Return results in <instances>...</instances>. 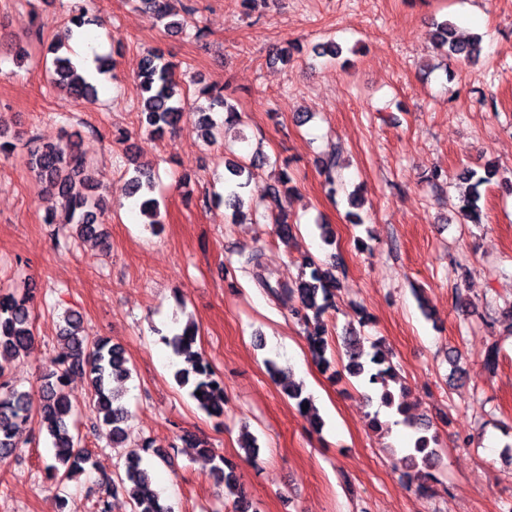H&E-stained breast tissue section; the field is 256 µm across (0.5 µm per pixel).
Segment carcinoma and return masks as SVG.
<instances>
[{
  "mask_svg": "<svg viewBox=\"0 0 512 512\" xmlns=\"http://www.w3.org/2000/svg\"><path fill=\"white\" fill-rule=\"evenodd\" d=\"M144 9L152 13L157 20L165 21L164 28L169 32L184 29L181 20L169 19L167 0H139ZM435 46L448 56L463 61H475L480 58L483 47L478 35L459 37L456 27L444 21L436 24L431 33ZM49 71L54 83L63 84L74 102H91L97 96L96 87L82 74L77 61L68 54L59 53ZM139 84L142 90L141 112L145 116L146 129L152 134L162 135L174 131L184 114L190 111L176 81L174 64L165 59L162 53L152 49L145 52L140 71ZM225 87L205 84L199 89V96L209 102V107L196 112L197 123L206 141H217L224 128L240 122L237 107L224 95ZM258 159L249 162L230 160L225 163L227 175L224 182L231 190L228 194V207L237 209L243 202V190L250 184L257 168ZM29 166L45 190L56 194L62 200L61 212L49 210L45 223L61 224L70 227L78 238L100 233L97 218L104 216L101 200L96 195L97 181L88 159L79 152L70 141H60L39 146L31 151ZM135 175L127 182L131 195H146L153 191L154 183L149 173L136 168ZM497 176L493 167L484 169L480 174L472 168H464L457 179L468 184V191L459 198L456 208L466 223H482L480 206V187L491 183ZM292 176L283 169L268 184L264 195L254 202L253 210H258L265 201L275 203L278 213L273 215L277 232L285 242L293 236L285 203L294 190ZM141 212L149 218L148 226L156 229L162 223L159 204L154 198L141 202ZM248 264L252 266L253 277L269 296L278 298L298 295L300 308L294 315L304 325L308 348L315 362L323 367L330 366L327 357L328 340L323 325L324 314L335 307L336 291L339 285L333 267L319 264L313 258H303L302 268L309 275H301L293 284L272 279L260 262V254H253ZM81 316L68 311L63 316L60 337L66 346V352L50 359L39 376V402H33L32 395L19 391L5 379L10 364L26 354L35 342L33 295L26 290L19 294L15 291L0 289V460L14 455L20 447L19 429L27 424L37 426L38 431H46L52 438L54 461L46 465L49 475L59 481L70 480L85 471L84 465L90 460L89 453L80 445V440L71 432L69 416L72 403L67 389L69 378L74 374L87 376L91 394L86 408L95 423L109 428L112 444L120 446L129 437L130 414L123 403L125 391L122 388L131 377L128 358L124 350L105 337L91 339L81 334ZM197 327L188 323L184 328L164 337L165 343L173 354L183 359L186 366L179 368L175 377L182 386L190 385L191 397L209 417L219 420L224 416V390L218 387L221 376L196 350ZM348 363L346 369L373 395L379 398L382 406L406 415L404 394H394L389 382L397 379V372L391 357L379 345H372L374 352L364 359L365 350L361 337L354 333L344 338ZM485 371L494 375L500 363V348L489 345L482 357ZM268 370L288 398L297 401V406L307 407V414L318 420L313 412L310 397L303 395V387L282 377L281 371L269 364ZM415 437L407 448L403 449V459L409 467L422 477L430 476L438 457V439L429 434L430 426L415 424ZM188 448H197L214 461L212 472L217 482L226 485L238 480L236 464L222 455L212 452L210 444L192 434L181 436ZM142 450L150 449L149 444L141 445ZM139 449V450H141ZM136 448L126 453L124 475L118 480L107 479L101 483L98 496V512H110L109 498L123 492L133 504V512H172L163 505L153 486L152 475L142 465V457Z\"/></svg>",
  "mask_w": 512,
  "mask_h": 512,
  "instance_id": "carcinoma-1",
  "label": "carcinoma"
}]
</instances>
